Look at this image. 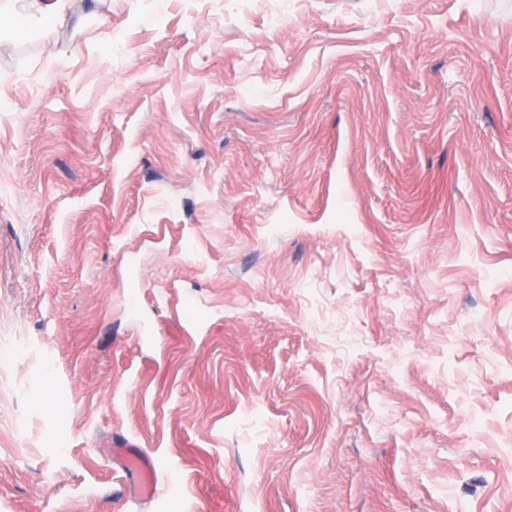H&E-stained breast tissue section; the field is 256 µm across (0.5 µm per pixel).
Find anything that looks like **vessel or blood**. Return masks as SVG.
<instances>
[{"instance_id": "vessel-or-blood-1", "label": "vessel or blood", "mask_w": 512, "mask_h": 512, "mask_svg": "<svg viewBox=\"0 0 512 512\" xmlns=\"http://www.w3.org/2000/svg\"><path fill=\"white\" fill-rule=\"evenodd\" d=\"M112 460L124 475L127 497L133 501H151L158 496V465L136 442L115 438L111 445Z\"/></svg>"}]
</instances>
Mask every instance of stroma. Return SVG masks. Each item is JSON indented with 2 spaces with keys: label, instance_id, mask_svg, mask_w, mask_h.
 <instances>
[{
  "label": "stroma",
  "instance_id": "stroma-1",
  "mask_svg": "<svg viewBox=\"0 0 512 512\" xmlns=\"http://www.w3.org/2000/svg\"><path fill=\"white\" fill-rule=\"evenodd\" d=\"M26 2L0 512H512V0ZM63 2L64 0H55L53 2L32 1L30 11L25 15L26 21L31 26H37L46 15H50L56 27L63 28L67 24ZM111 459L124 474L127 497L132 501H152L158 496V464L136 442L126 437L112 441Z\"/></svg>",
  "mask_w": 512,
  "mask_h": 512
}]
</instances>
